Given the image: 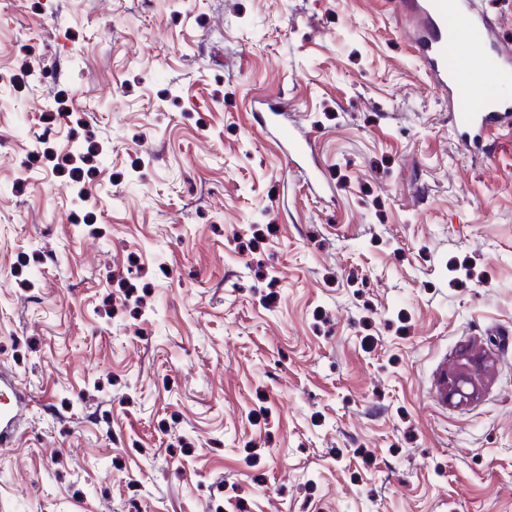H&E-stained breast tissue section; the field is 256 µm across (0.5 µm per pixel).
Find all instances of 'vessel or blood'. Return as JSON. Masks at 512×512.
Wrapping results in <instances>:
<instances>
[{
	"label": "vessel or blood",
	"instance_id": "obj_1",
	"mask_svg": "<svg viewBox=\"0 0 512 512\" xmlns=\"http://www.w3.org/2000/svg\"><path fill=\"white\" fill-rule=\"evenodd\" d=\"M395 10L423 18L424 29L415 38L418 52L433 73L438 90L448 96L455 124L465 134L464 146L481 142L491 132L497 116L512 112V97L494 95L478 103L467 97L482 85L504 86L512 83V57L496 48L487 33L491 24L486 16L475 13L470 0H392ZM479 41L481 52L475 62L454 57L451 44ZM281 139L289 167L306 156L310 143L289 128H282Z\"/></svg>",
	"mask_w": 512,
	"mask_h": 512
}]
</instances>
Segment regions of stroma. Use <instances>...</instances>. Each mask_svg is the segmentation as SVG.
I'll return each instance as SVG.
<instances>
[{
  "mask_svg": "<svg viewBox=\"0 0 512 512\" xmlns=\"http://www.w3.org/2000/svg\"><path fill=\"white\" fill-rule=\"evenodd\" d=\"M413 26L0 0V512H512V125L460 146ZM281 139L286 149L284 154L287 164L289 168H295L298 164L296 158L305 157L307 155L310 142L308 139L297 135L295 131L289 129L288 126L281 128ZM483 367V358L477 354L469 353L467 355V365L464 370L455 372L448 376V370H446L439 381L438 395L444 402H448V399H452L455 396L460 398L466 397L468 394L466 388L473 383L472 373L478 372Z\"/></svg>",
  "mask_w": 512,
  "mask_h": 512,
  "instance_id": "35a3bbf8",
  "label": "stroma"
}]
</instances>
